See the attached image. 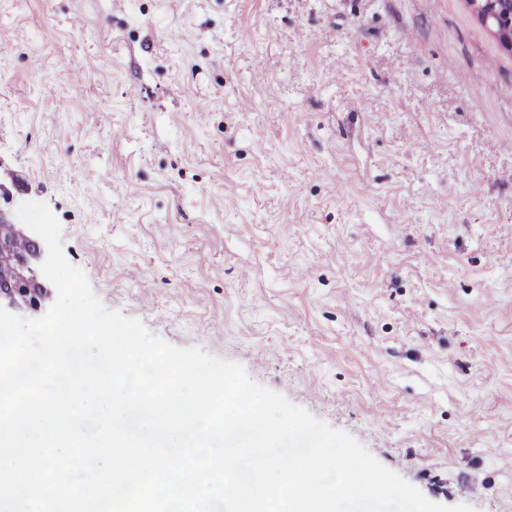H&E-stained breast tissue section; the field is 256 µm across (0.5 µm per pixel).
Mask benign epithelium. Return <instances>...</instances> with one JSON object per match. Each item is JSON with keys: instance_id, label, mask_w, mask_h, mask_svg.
<instances>
[{"instance_id": "1", "label": "benign epithelium", "mask_w": 512, "mask_h": 512, "mask_svg": "<svg viewBox=\"0 0 512 512\" xmlns=\"http://www.w3.org/2000/svg\"><path fill=\"white\" fill-rule=\"evenodd\" d=\"M480 23L501 46L512 52V0H466ZM16 235L28 244L24 250L14 245V238L0 233V307L15 311H36L41 307L45 285L39 275L42 256L40 240L26 235L12 224Z\"/></svg>"}]
</instances>
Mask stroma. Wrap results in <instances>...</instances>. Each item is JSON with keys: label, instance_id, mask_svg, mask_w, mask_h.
Returning <instances> with one entry per match:
<instances>
[{"label": "stroma", "instance_id": "obj_1", "mask_svg": "<svg viewBox=\"0 0 512 512\" xmlns=\"http://www.w3.org/2000/svg\"><path fill=\"white\" fill-rule=\"evenodd\" d=\"M1 29L4 208L46 203L105 306L512 512V53L465 0H0Z\"/></svg>", "mask_w": 512, "mask_h": 512}]
</instances>
